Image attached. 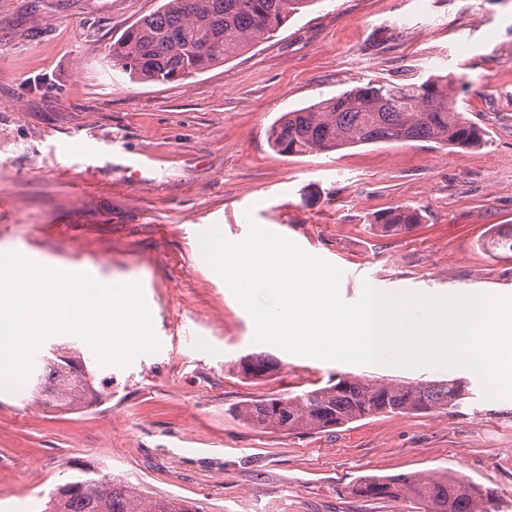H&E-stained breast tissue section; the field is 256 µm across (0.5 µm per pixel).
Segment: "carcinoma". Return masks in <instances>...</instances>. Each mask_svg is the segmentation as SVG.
<instances>
[{
	"label": "carcinoma",
	"mask_w": 512,
	"mask_h": 512,
	"mask_svg": "<svg viewBox=\"0 0 512 512\" xmlns=\"http://www.w3.org/2000/svg\"><path fill=\"white\" fill-rule=\"evenodd\" d=\"M320 0H164L159 9L129 26L112 43V66L138 82L183 81L228 61L276 35L303 9ZM448 77L421 82L370 81L307 107L283 113L270 126V147L285 156L330 153L375 143L429 141L476 149L484 146L483 130L457 111ZM422 222L420 212L400 205L376 217L374 227L397 235ZM494 250L512 252V230L489 240ZM268 355L246 356L238 373L257 380L278 369ZM80 352L43 359L34 394L45 403L75 408L94 392L92 373ZM464 386L453 380L422 383L384 382L349 375L300 392L272 393L231 409L240 421L259 429L330 431L368 416L418 414L454 409L465 399ZM79 490L49 494L43 512H197L191 502L148 497L128 483L85 476ZM378 486L374 499L394 501L408 491L427 512H491L486 493L451 475L414 473L403 478L363 476L349 485L365 501V488Z\"/></svg>",
	"instance_id": "obj_1"
}]
</instances>
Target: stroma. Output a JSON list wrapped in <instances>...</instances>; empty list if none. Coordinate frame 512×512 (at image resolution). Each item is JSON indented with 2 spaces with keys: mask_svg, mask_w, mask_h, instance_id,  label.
<instances>
[{
  "mask_svg": "<svg viewBox=\"0 0 512 512\" xmlns=\"http://www.w3.org/2000/svg\"><path fill=\"white\" fill-rule=\"evenodd\" d=\"M162 0H0V253L65 263L99 283L132 280L159 347L119 366L79 336L95 395L83 408L0 392V512H43L90 471L198 512H422L411 495L364 501L363 476L451 474L512 512V395L483 396L470 369L354 365L254 341L256 323L201 260L202 229L234 243L251 226L337 268L344 302L363 285L433 296L512 297V253L484 247L512 225V0H319L275 37L176 83H138L110 46ZM469 48L459 56V44ZM454 81L477 150L369 144L284 157L281 113L379 80ZM407 205L421 224L386 236L376 216ZM280 363L260 381L235 363ZM369 380L462 383L458 411L371 416L328 432L261 430L240 402Z\"/></svg>",
  "mask_w": 512,
  "mask_h": 512,
  "instance_id": "stroma-1",
  "label": "stroma"
}]
</instances>
